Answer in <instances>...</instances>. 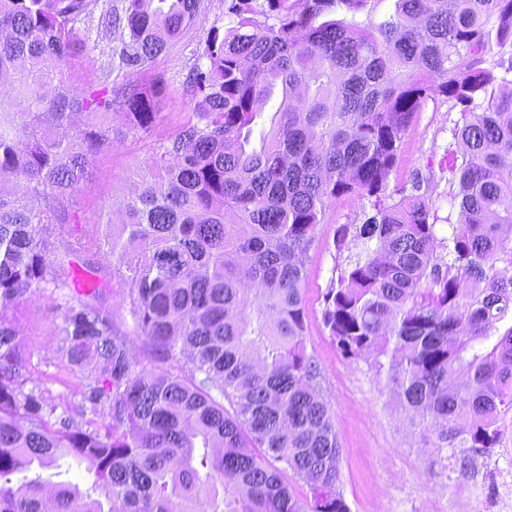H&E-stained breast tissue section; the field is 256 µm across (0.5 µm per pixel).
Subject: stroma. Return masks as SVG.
<instances>
[{"label":"stroma","instance_id":"stroma-1","mask_svg":"<svg viewBox=\"0 0 512 512\" xmlns=\"http://www.w3.org/2000/svg\"><path fill=\"white\" fill-rule=\"evenodd\" d=\"M228 24L224 0H202L191 26L140 75L141 83L154 82L162 89L150 134L121 136V117L107 116L114 129L112 140L96 155L92 174L78 193L85 223L96 222L101 212L119 211L133 189L136 171L150 162L159 142L178 132L192 106L186 83L195 65L193 52L212 29ZM111 30L98 12L91 21L77 25L74 36L84 49L70 71L75 88L84 90L102 82ZM460 118L459 110L449 109L447 102H428L405 133L401 158L389 176L393 189L420 182L437 210L441 229L455 214L449 205L445 154L452 141L450 130ZM362 221L360 202L343 197L331 204L309 252L303 283L304 343L321 367L319 391L335 416L341 446L340 492L351 512H512V411L499 418V442L493 451L460 467L452 450L441 447L434 431L412 417L377 376L372 357L342 355L325 328L322 295L339 262L337 230ZM60 296V289L46 284L20 305L16 317L33 379L58 414L80 424L86 418L81 398L58 380Z\"/></svg>","mask_w":512,"mask_h":512}]
</instances>
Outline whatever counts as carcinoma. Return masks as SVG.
<instances>
[{
  "mask_svg": "<svg viewBox=\"0 0 512 512\" xmlns=\"http://www.w3.org/2000/svg\"><path fill=\"white\" fill-rule=\"evenodd\" d=\"M99 0H0V512H350L321 369L304 344L306 262L330 204L366 201L335 245L323 322L373 358L405 407L465 462L512 409V0H230L188 77L192 112L159 143L120 217L77 219L76 195L109 126H155L160 90L136 81L191 25L200 0L109 4L117 85L74 91L75 24ZM461 106L438 237L432 201L388 191L403 137L430 99ZM278 100L270 121L265 108ZM261 141L252 145L255 127ZM131 282L132 330L104 279L57 306L61 363L82 406L56 415L34 385L15 311L49 281L95 272L102 247ZM141 339L149 364L131 351ZM71 457L82 489L34 471ZM309 495L299 498L292 481Z\"/></svg>",
  "mask_w": 512,
  "mask_h": 512,
  "instance_id": "1",
  "label": "carcinoma"
}]
</instances>
